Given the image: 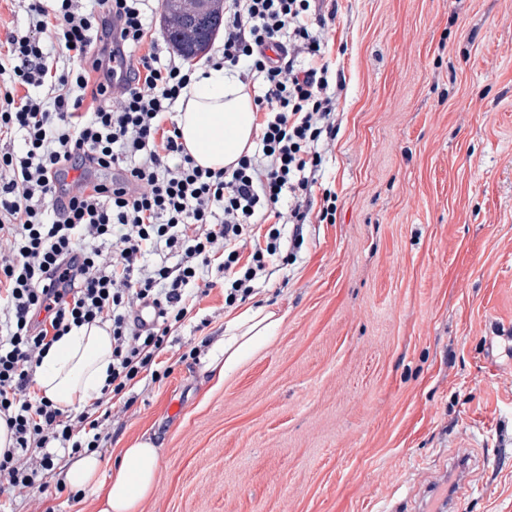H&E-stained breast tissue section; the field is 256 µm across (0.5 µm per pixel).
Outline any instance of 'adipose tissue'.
Instances as JSON below:
<instances>
[{"mask_svg": "<svg viewBox=\"0 0 512 512\" xmlns=\"http://www.w3.org/2000/svg\"><path fill=\"white\" fill-rule=\"evenodd\" d=\"M177 125L186 151L209 169L234 165L253 146L256 107L235 70L218 65L197 70L189 98L182 102ZM281 322L268 307L248 308L229 323L203 358L210 381L222 384L275 336ZM112 367V337L108 326H82L60 337L44 354L35 385L60 407L79 409L91 404ZM95 454L72 462L65 478L74 489L93 494L96 512H140L152 497L160 468L153 439L138 438L123 448L118 464L103 473Z\"/></svg>", "mask_w": 512, "mask_h": 512, "instance_id": "adipose-tissue-1", "label": "adipose tissue"}]
</instances>
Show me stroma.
<instances>
[{
	"label": "stroma",
	"mask_w": 512,
	"mask_h": 512,
	"mask_svg": "<svg viewBox=\"0 0 512 512\" xmlns=\"http://www.w3.org/2000/svg\"><path fill=\"white\" fill-rule=\"evenodd\" d=\"M338 3L336 221L246 299L282 323L221 387L200 357L238 309L215 287L169 377L106 401L105 467L160 449L142 512H444L454 490L456 512H512V0ZM69 463L15 512H94Z\"/></svg>",
	"instance_id": "stroma-1"
}]
</instances>
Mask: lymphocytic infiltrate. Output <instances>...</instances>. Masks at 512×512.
<instances>
[{"mask_svg": "<svg viewBox=\"0 0 512 512\" xmlns=\"http://www.w3.org/2000/svg\"><path fill=\"white\" fill-rule=\"evenodd\" d=\"M30 19L0 41V512L39 488L59 453L95 452L100 424L31 394L42 355L72 328L109 324L120 394L156 358L199 291L245 300L285 261L287 225L336 220L319 190L336 138V89L325 31L336 0H224V41L210 65L255 81L258 150L236 165L198 166L175 107L195 69L146 47L153 0H13ZM123 86L113 90V77ZM118 171L67 208L53 204L69 171ZM321 198H314V191ZM159 311L137 331L132 306Z\"/></svg>", "mask_w": 512, "mask_h": 512, "instance_id": "1", "label": "lymphocytic infiltrate"}]
</instances>
